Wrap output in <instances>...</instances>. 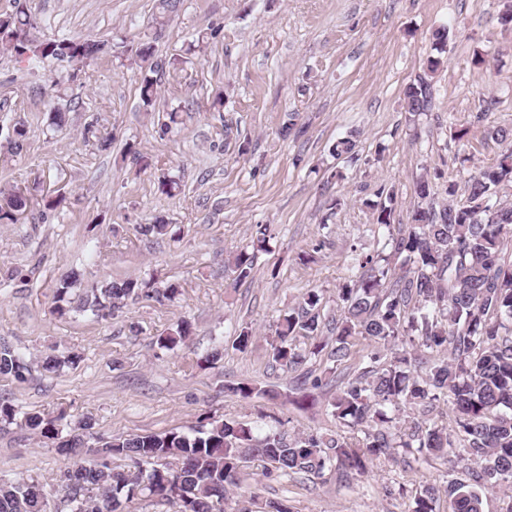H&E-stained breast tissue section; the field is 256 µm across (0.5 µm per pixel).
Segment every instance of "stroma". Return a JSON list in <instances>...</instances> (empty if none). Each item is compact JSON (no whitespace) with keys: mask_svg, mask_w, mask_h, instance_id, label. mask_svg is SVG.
<instances>
[{"mask_svg":"<svg viewBox=\"0 0 512 512\" xmlns=\"http://www.w3.org/2000/svg\"><path fill=\"white\" fill-rule=\"evenodd\" d=\"M46 35L133 42L143 36L155 0H30ZM512 0H181L155 39V58H182L177 78L162 79L155 111L140 99L144 73L129 57L105 56L69 85L56 132L49 77L67 64L16 61L0 54V187L54 192V211L34 210L20 224H0V345L28 365L24 380L0 377V398L24 411L60 416L62 431L92 425L91 444L141 433L188 432L209 418L260 425L271 418L298 432L335 430L334 388L315 392L305 408L297 373L269 368L261 350L242 352L234 330L249 324L270 335L280 310L314 288L325 314L351 275V252L374 255L377 203H391L396 223H409L415 184L432 178L437 199L449 181L494 162L504 144L483 138L485 125L512 128V24L500 22ZM453 37L436 53L431 34ZM218 35L195 53L196 31ZM442 64L428 72L427 59ZM426 78L427 112H406L403 92ZM182 106V122L159 131L166 109ZM488 109L486 123L476 121ZM300 132L281 137L288 116ZM28 131L14 153L15 125ZM469 128L468 140L454 132ZM354 136L351 158L332 156ZM112 141L100 150L96 138ZM177 181L173 196L159 177ZM164 216L171 235L145 237L136 225ZM270 235L253 278L236 285L228 259L257 226ZM79 270L83 287L136 277L160 288L178 283L171 300L126 301L111 315L52 311L59 280ZM186 344L158 349L156 336L181 320ZM78 354L55 373L39 361L50 350ZM219 350L220 360L205 362ZM202 358L187 370L185 361ZM252 382L275 399L244 401L229 385ZM67 464L52 440L0 423V476L46 483ZM254 460L246 471L260 500L292 512H410L416 488L439 485L446 468L434 460L407 466L374 463L349 482L301 476L265 477Z\"/></svg>","mask_w":512,"mask_h":512,"instance_id":"obj_1","label":"stroma"}]
</instances>
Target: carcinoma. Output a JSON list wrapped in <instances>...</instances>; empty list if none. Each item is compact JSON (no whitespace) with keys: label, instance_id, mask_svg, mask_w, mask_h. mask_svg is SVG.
I'll return each mask as SVG.
<instances>
[{"label":"carcinoma","instance_id":"cac0c4a2","mask_svg":"<svg viewBox=\"0 0 512 512\" xmlns=\"http://www.w3.org/2000/svg\"><path fill=\"white\" fill-rule=\"evenodd\" d=\"M176 8L177 0H156L153 26L163 28ZM0 50L19 61L78 58L86 65L106 54L130 53L142 63L154 57L148 39L131 50L82 36H42L28 0H13L11 11L0 12ZM81 76L82 69H73L52 82V97L62 98L65 86ZM157 94V80L144 75L143 104L152 106ZM404 101L412 114L427 111L426 80L407 86ZM486 132L509 147L465 180V200L454 199L457 183L450 181L448 201H434L432 183L423 177L415 193L426 204L413 210L410 223H394L393 208L377 205L375 226L389 252L354 257L357 274L337 288L336 316H325L322 295L309 289L267 339L271 366L297 371L323 358L327 376L314 377L311 386L336 379L332 415L349 435L294 432L279 420L257 435L247 424L215 419L193 433L137 434L92 447L88 422L64 436L56 419L40 412L20 416L2 400L0 421H20L30 433L57 441L58 453L74 460L58 474L68 512H124L134 501L173 512H224L226 495L241 488L251 460L265 462L267 475L321 477L334 469L343 479L398 449L415 462L449 464L442 485L415 493L412 512H439L443 498L452 512H484L481 491L489 486L503 492L504 512H512V257L505 249L512 240V201L500 196L512 187V128L491 125ZM29 207L21 193L1 194L0 223H17ZM168 229L157 217L136 232L159 237ZM267 243V229L257 226L251 248L228 260L235 282L252 278ZM79 280L73 270L60 281L53 313L64 316L77 307L98 315L142 295L171 299L179 293L176 283L148 291L139 279L126 277L86 290L76 305L70 293ZM190 333L183 320L156 345L173 349ZM76 359L52 351L41 367L55 373ZM27 370L11 348L0 346V376L20 379ZM228 391L242 400L270 397L248 382ZM448 413L452 420L446 423ZM114 459L129 462L128 468L112 466ZM0 512H51L44 484L0 479Z\"/></svg>","mask_w":512,"mask_h":512}]
</instances>
